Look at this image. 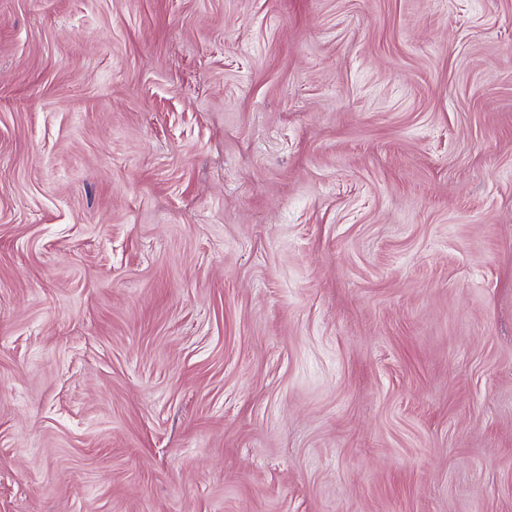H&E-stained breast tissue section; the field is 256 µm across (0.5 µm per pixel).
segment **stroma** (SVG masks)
I'll return each mask as SVG.
<instances>
[{"instance_id":"obj_1","label":"stroma","mask_w":512,"mask_h":512,"mask_svg":"<svg viewBox=\"0 0 512 512\" xmlns=\"http://www.w3.org/2000/svg\"><path fill=\"white\" fill-rule=\"evenodd\" d=\"M0 512H512V0H0Z\"/></svg>"}]
</instances>
